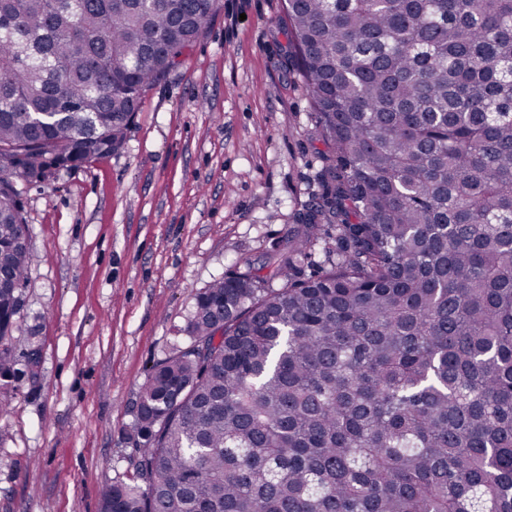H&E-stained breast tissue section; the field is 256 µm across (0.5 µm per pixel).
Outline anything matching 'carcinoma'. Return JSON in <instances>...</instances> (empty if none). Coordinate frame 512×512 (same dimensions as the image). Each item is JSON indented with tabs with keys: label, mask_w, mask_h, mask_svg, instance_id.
<instances>
[{
	"label": "carcinoma",
	"mask_w": 512,
	"mask_h": 512,
	"mask_svg": "<svg viewBox=\"0 0 512 512\" xmlns=\"http://www.w3.org/2000/svg\"><path fill=\"white\" fill-rule=\"evenodd\" d=\"M285 8L320 192L287 247L196 296L100 512H512V0ZM217 9L0 0V341L18 183L122 149Z\"/></svg>",
	"instance_id": "1"
}]
</instances>
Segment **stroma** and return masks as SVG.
Segmentation results:
<instances>
[{
  "label": "stroma",
  "mask_w": 512,
  "mask_h": 512,
  "mask_svg": "<svg viewBox=\"0 0 512 512\" xmlns=\"http://www.w3.org/2000/svg\"><path fill=\"white\" fill-rule=\"evenodd\" d=\"M285 0H220L124 148L21 188L28 279L7 337L0 512H99L134 475L150 369L198 292L260 267L319 191L326 145L287 51Z\"/></svg>",
  "instance_id": "stroma-1"
}]
</instances>
